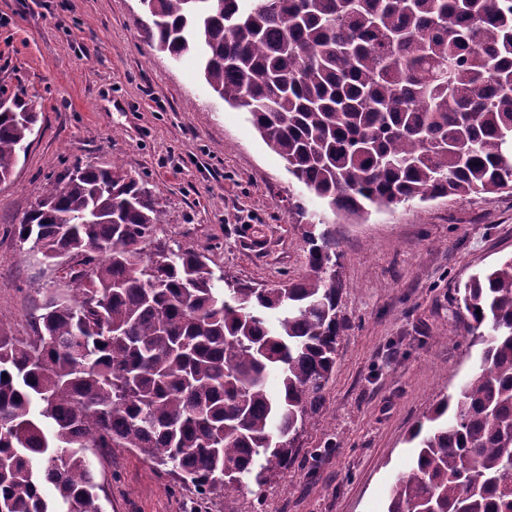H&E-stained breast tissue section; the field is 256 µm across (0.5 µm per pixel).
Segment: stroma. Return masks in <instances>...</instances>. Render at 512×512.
<instances>
[{
  "label": "stroma",
  "instance_id": "obj_1",
  "mask_svg": "<svg viewBox=\"0 0 512 512\" xmlns=\"http://www.w3.org/2000/svg\"><path fill=\"white\" fill-rule=\"evenodd\" d=\"M139 0H0V95L33 106L32 144L0 184V323L26 336L61 268L27 253L15 224L47 181L122 163L167 212L156 236L191 242L216 272L262 287L306 271L310 236L330 232L346 327L317 414L285 475L250 486L238 512H386L410 469L414 423L477 371L455 297L512 255V192L413 202L356 218L332 213L288 174L246 109L206 84L193 56L143 40ZM104 512H222L198 505L137 452L93 459Z\"/></svg>",
  "mask_w": 512,
  "mask_h": 512
}]
</instances>
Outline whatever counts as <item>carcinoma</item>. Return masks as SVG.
I'll return each mask as SVG.
<instances>
[{"label":"carcinoma","instance_id":"carcinoma-1","mask_svg":"<svg viewBox=\"0 0 512 512\" xmlns=\"http://www.w3.org/2000/svg\"><path fill=\"white\" fill-rule=\"evenodd\" d=\"M145 41L196 56L288 173L362 218L415 200L512 191V0H141ZM0 109V182L37 113ZM122 166L49 182L16 225L68 260L33 335L0 323V512H104L88 453L130 448L200 500L288 470L336 364V243L298 280L255 288L191 243ZM462 302L479 370L412 428L387 512H512V257ZM280 387L267 388L270 373Z\"/></svg>","mask_w":512,"mask_h":512}]
</instances>
